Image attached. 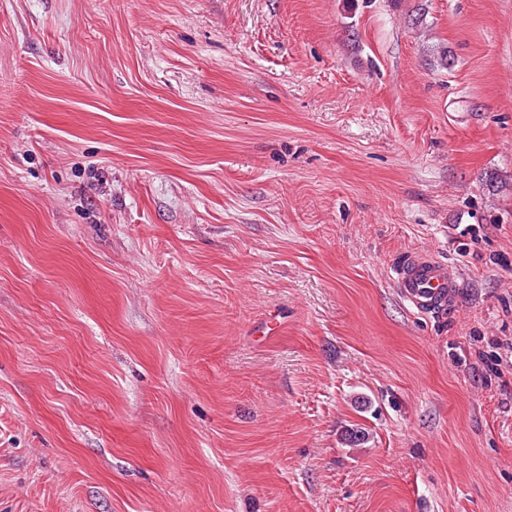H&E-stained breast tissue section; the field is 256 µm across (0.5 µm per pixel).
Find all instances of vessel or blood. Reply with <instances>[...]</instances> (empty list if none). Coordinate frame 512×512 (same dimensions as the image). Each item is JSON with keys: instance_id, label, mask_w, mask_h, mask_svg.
Here are the masks:
<instances>
[{"instance_id": "vessel-or-blood-1", "label": "vessel or blood", "mask_w": 512, "mask_h": 512, "mask_svg": "<svg viewBox=\"0 0 512 512\" xmlns=\"http://www.w3.org/2000/svg\"><path fill=\"white\" fill-rule=\"evenodd\" d=\"M394 284L404 303L421 314L443 313L457 298V284L443 264L426 256L405 260L396 270Z\"/></svg>"}]
</instances>
